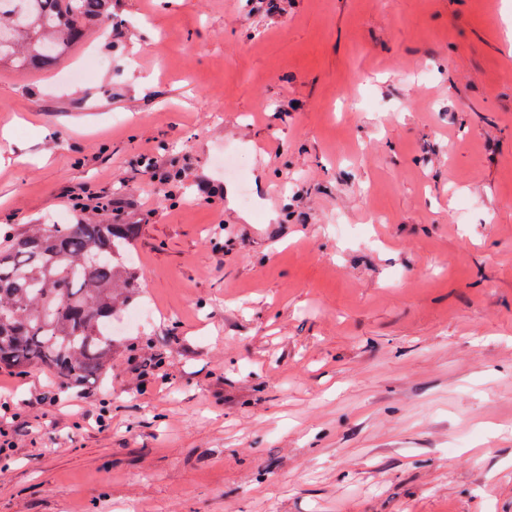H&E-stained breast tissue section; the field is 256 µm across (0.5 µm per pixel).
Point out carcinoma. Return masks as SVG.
I'll return each instance as SVG.
<instances>
[{
    "label": "carcinoma",
    "mask_w": 512,
    "mask_h": 512,
    "mask_svg": "<svg viewBox=\"0 0 512 512\" xmlns=\"http://www.w3.org/2000/svg\"><path fill=\"white\" fill-rule=\"evenodd\" d=\"M110 0H0V66L51 67L88 29L112 27ZM138 224L85 217L0 232V368L38 367L60 388L95 383L123 346L112 321L141 293Z\"/></svg>",
    "instance_id": "obj_1"
}]
</instances>
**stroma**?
Listing matches in <instances>:
<instances>
[{
	"label": "stroma",
	"instance_id": "1",
	"mask_svg": "<svg viewBox=\"0 0 512 512\" xmlns=\"http://www.w3.org/2000/svg\"><path fill=\"white\" fill-rule=\"evenodd\" d=\"M113 21L126 39L0 69V225L69 223L78 193L139 219L125 337L163 377L136 391L123 351L31 410L0 512H512V0ZM163 142L212 202L159 194L140 156ZM56 391L0 370V398Z\"/></svg>",
	"mask_w": 512,
	"mask_h": 512
}]
</instances>
